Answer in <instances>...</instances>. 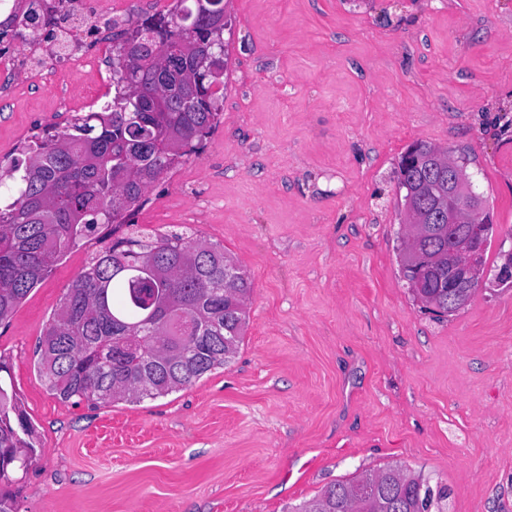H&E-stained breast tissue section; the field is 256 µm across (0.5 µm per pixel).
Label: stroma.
Here are the masks:
<instances>
[{
    "label": "stroma",
    "mask_w": 512,
    "mask_h": 512,
    "mask_svg": "<svg viewBox=\"0 0 512 512\" xmlns=\"http://www.w3.org/2000/svg\"><path fill=\"white\" fill-rule=\"evenodd\" d=\"M221 122L149 187L141 231L193 228L250 279L233 360L191 386L101 408L50 395L45 326L110 226L0 322V355L39 436L17 512H290L325 486L402 465L447 512H512V0H225ZM95 69L0 93V161L66 125ZM465 158L496 226L486 277L443 317L397 248L402 154Z\"/></svg>",
    "instance_id": "35a3bbf8"
}]
</instances>
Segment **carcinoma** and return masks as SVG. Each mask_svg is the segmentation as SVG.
Segmentation results:
<instances>
[{"label": "carcinoma", "instance_id": "cac0c4a2", "mask_svg": "<svg viewBox=\"0 0 512 512\" xmlns=\"http://www.w3.org/2000/svg\"><path fill=\"white\" fill-rule=\"evenodd\" d=\"M65 0H20L0 19V45L43 31L54 37ZM176 14L132 15L120 37L134 59H112V100L39 134L28 157L0 168V321L62 254L102 224L123 227L145 203L146 190L198 149L219 124L224 73L207 72L221 58L225 19L210 34L200 14L209 0H182ZM164 112H140L135 101L157 92ZM466 216L448 223V166ZM398 188L409 223L419 225L399 249L400 266L424 308L457 311L471 296L448 303V240L470 232L482 198L451 151L417 141L401 156ZM427 268L421 284L413 273ZM248 277L224 247L188 232L124 233L93 253L74 279L39 341L38 372L63 403L93 408L138 403L187 387L231 361L243 341ZM34 426L0 379V512H17L7 487L35 454ZM448 488L432 489L401 466L365 471L326 486L299 512H445Z\"/></svg>", "mask_w": 512, "mask_h": 512}]
</instances>
